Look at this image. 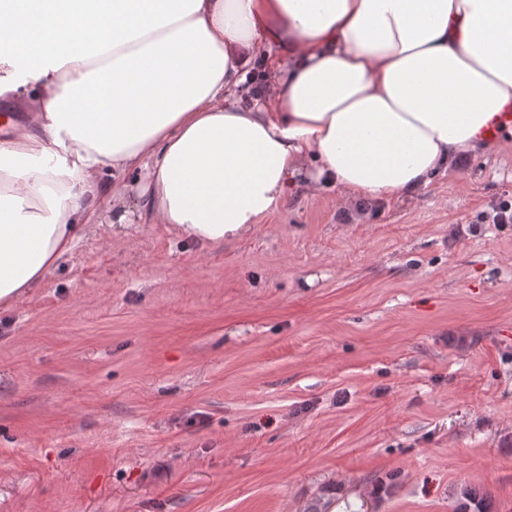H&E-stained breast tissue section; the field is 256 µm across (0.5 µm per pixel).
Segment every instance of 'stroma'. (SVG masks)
I'll return each instance as SVG.
<instances>
[{
  "instance_id": "1",
  "label": "stroma",
  "mask_w": 512,
  "mask_h": 512,
  "mask_svg": "<svg viewBox=\"0 0 512 512\" xmlns=\"http://www.w3.org/2000/svg\"><path fill=\"white\" fill-rule=\"evenodd\" d=\"M504 202L512 129L412 201L302 182L220 245L100 213L0 308V512H512ZM461 507L459 512H493L492 511V499L484 493H480L476 489L467 485L461 487L459 494Z\"/></svg>"
}]
</instances>
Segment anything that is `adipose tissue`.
Wrapping results in <instances>:
<instances>
[{
  "label": "adipose tissue",
  "instance_id": "adipose-tissue-1",
  "mask_svg": "<svg viewBox=\"0 0 512 512\" xmlns=\"http://www.w3.org/2000/svg\"><path fill=\"white\" fill-rule=\"evenodd\" d=\"M0 307L103 207L203 244L279 211L302 167L404 202L512 104V0H0ZM146 171L135 211L102 181ZM10 98L12 100V104L6 107L3 105V98H0V114L5 112L10 113L14 117L18 128L31 114L34 113L36 97L31 92H25L23 94H14L13 96H10Z\"/></svg>",
  "mask_w": 512,
  "mask_h": 512
}]
</instances>
